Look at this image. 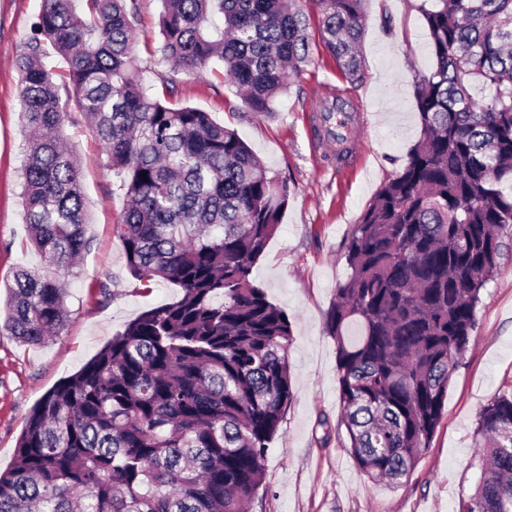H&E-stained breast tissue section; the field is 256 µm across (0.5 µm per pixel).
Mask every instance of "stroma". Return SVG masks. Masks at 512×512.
Instances as JSON below:
<instances>
[{
	"label": "stroma",
	"mask_w": 512,
	"mask_h": 512,
	"mask_svg": "<svg viewBox=\"0 0 512 512\" xmlns=\"http://www.w3.org/2000/svg\"><path fill=\"white\" fill-rule=\"evenodd\" d=\"M41 0H0V313L18 266L43 265L28 246L22 206L26 160L17 53L27 41ZM431 0H369L360 45L361 80L348 82L320 39L311 62L278 98L275 112L244 107L220 74H173V103L209 112L234 128L272 174L287 180L288 205L278 232L252 278L292 323L293 400L263 461L264 488L249 512H458L480 470L474 431L480 410L512 392V248L500 260L477 312V325L454 373L442 419L407 480L371 483L345 448L336 372V342L325 315L349 273L345 241L379 187L399 171L420 136L413 78L432 58L423 18ZM343 89L366 113L357 155L337 167L314 131L325 96ZM64 134L76 153L87 201L88 246L67 276L68 322L62 335L31 347L0 332V470L15 461L16 445L33 405L78 371L123 326L150 306L173 301L177 287L161 283L144 294L127 269L115 225L126 205L92 128L82 118ZM111 282L109 295L99 285ZM329 429H322L321 420Z\"/></svg>",
	"instance_id": "obj_1"
}]
</instances>
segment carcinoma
Wrapping results in <instances>:
<instances>
[{"mask_svg": "<svg viewBox=\"0 0 512 512\" xmlns=\"http://www.w3.org/2000/svg\"><path fill=\"white\" fill-rule=\"evenodd\" d=\"M161 2L158 63L223 70L251 112L274 111L309 63L301 0ZM311 2L324 47L358 79L368 0ZM434 2L423 14L433 65L414 84L420 137L348 237L350 273L325 320L347 447L391 486L430 448L512 227V0ZM136 10L42 0L16 56L24 218L44 270L16 272L0 331L39 346L66 325L60 271L86 247L64 135L72 103L124 190L116 230L130 274L145 292L165 281L179 296L130 320L34 405L0 473V512H245L293 399L292 324L252 280L288 182L235 130L170 103L167 78L162 95L144 92ZM55 55L61 73L47 64ZM475 436L481 476L459 512H512V393L481 409Z\"/></svg>", "mask_w": 512, "mask_h": 512, "instance_id": "1", "label": "carcinoma"}]
</instances>
